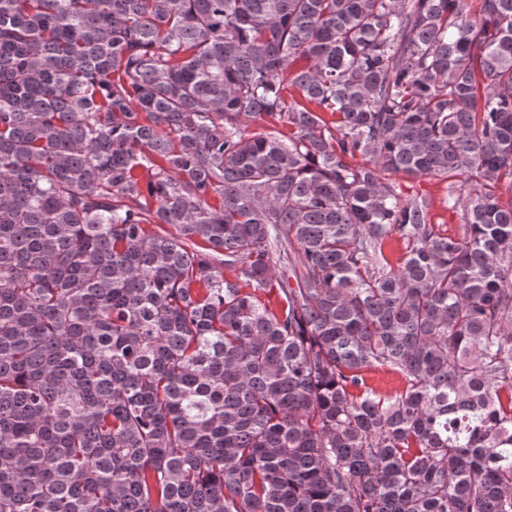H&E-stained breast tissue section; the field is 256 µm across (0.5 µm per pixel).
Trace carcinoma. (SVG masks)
Segmentation results:
<instances>
[{
	"instance_id": "1",
	"label": "carcinoma",
	"mask_w": 512,
	"mask_h": 512,
	"mask_svg": "<svg viewBox=\"0 0 512 512\" xmlns=\"http://www.w3.org/2000/svg\"><path fill=\"white\" fill-rule=\"evenodd\" d=\"M504 179L512 0H0V512H512ZM394 178L403 185V189L406 195L421 193L427 194L434 201L433 207V221L436 224H443V229H448V233H454L458 226L459 220L456 213L448 211V209L442 203L445 198L446 189L445 184L438 179L431 177H424L419 180L410 181L395 176Z\"/></svg>"
}]
</instances>
